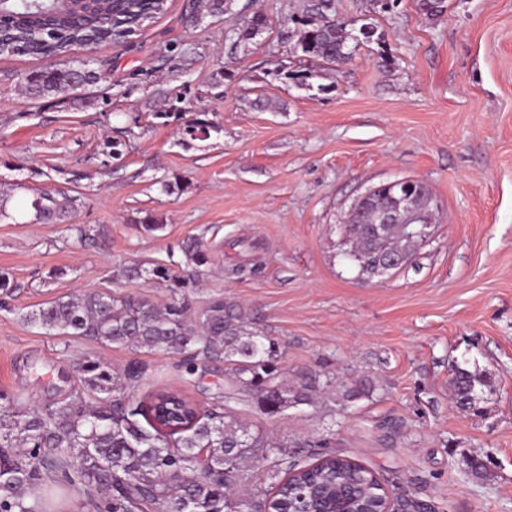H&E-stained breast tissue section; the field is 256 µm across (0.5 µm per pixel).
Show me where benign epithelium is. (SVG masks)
<instances>
[{"mask_svg": "<svg viewBox=\"0 0 512 512\" xmlns=\"http://www.w3.org/2000/svg\"><path fill=\"white\" fill-rule=\"evenodd\" d=\"M378 192L387 195V201L376 209L372 223L396 224L400 226L403 236L407 239L423 243L429 240L437 204L423 182L406 179L383 183L369 190L360 197V200H366ZM410 262L411 257L406 252L386 256L371 263L369 278L383 281Z\"/></svg>", "mask_w": 512, "mask_h": 512, "instance_id": "benign-epithelium-1", "label": "benign epithelium"}]
</instances>
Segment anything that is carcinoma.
Here are the masks:
<instances>
[{
	"label": "carcinoma",
	"instance_id": "obj_1",
	"mask_svg": "<svg viewBox=\"0 0 512 512\" xmlns=\"http://www.w3.org/2000/svg\"><path fill=\"white\" fill-rule=\"evenodd\" d=\"M330 0L298 32L299 61L306 64L300 83L317 76V68L351 58L353 40L347 22L330 17ZM419 11L438 18L445 0H418ZM160 0H106L80 15L57 10L55 0H0V56L56 57L76 48L93 51L100 43L126 41L143 19L164 13ZM266 26L255 14L229 37L238 48ZM38 29L37 40L31 32ZM99 72L82 62L55 71L31 73L25 91L33 100L74 98L98 81ZM192 139L210 134V124L197 119L182 128ZM35 219L61 224L70 219L73 198L64 192L40 194L31 203ZM345 257L360 268L382 252L397 248V237L377 236L368 224L344 225ZM188 261L208 262L196 238L183 246ZM128 275L155 278L170 288L181 284L160 266L133 267ZM188 304L174 300L160 308L145 298L118 297L96 290L60 296L23 313V320L48 333L91 337L110 346L185 355L186 372L194 360H224V401L199 413L192 400L172 389H156L133 406L127 383L142 371L130 367L121 378L101 360L77 366L80 387L63 401L41 410L22 407L0 392V512H44L31 494L58 484L73 490L90 512H358L367 500L382 498L384 487L375 473L352 459L325 454L316 462L283 471L270 469V490L244 500L235 490L247 483L251 464L286 454L263 433L232 414L225 401L254 402L275 415L290 406L311 403V384L288 385L276 363V342L247 324L243 309L216 299L196 318ZM450 385L457 406L469 410L483 399L484 381L459 365ZM146 424H141L140 420Z\"/></svg>",
	"mask_w": 512,
	"mask_h": 512
}]
</instances>
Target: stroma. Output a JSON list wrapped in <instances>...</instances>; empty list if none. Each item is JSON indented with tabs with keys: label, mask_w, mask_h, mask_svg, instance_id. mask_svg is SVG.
I'll use <instances>...</instances> for the list:
<instances>
[{
	"label": "stroma",
	"mask_w": 512,
	"mask_h": 512,
	"mask_svg": "<svg viewBox=\"0 0 512 512\" xmlns=\"http://www.w3.org/2000/svg\"><path fill=\"white\" fill-rule=\"evenodd\" d=\"M193 0L124 44L69 58L0 57V391L45 406L78 387L95 357L117 373L141 366L131 402L176 389L202 406L224 392V364L88 337L46 333L22 312L86 289L174 295L132 279L160 266L184 282L192 312L217 298L239 304L252 329L277 342L295 384L315 402L271 416L232 413L287 442L289 464L324 454L373 470L394 503L426 512H512V0H446L443 16L415 0H333L336 17L375 27L322 90L289 79L299 21L318 0H237L193 16ZM264 15L253 40L230 50L241 5ZM94 57L102 74L82 101H34L29 73ZM179 116L162 117L172 101ZM195 118L208 138H183ZM119 157H112V150ZM424 182L438 205L430 240L412 265L381 283L343 255L340 228L381 183ZM66 192L62 224L36 221L43 192ZM203 240L209 261L187 263L182 243ZM481 377L477 409L453 403V366ZM368 379L347 402L336 387ZM487 464L474 478L469 461Z\"/></svg>",
	"instance_id": "obj_1"
}]
</instances>
